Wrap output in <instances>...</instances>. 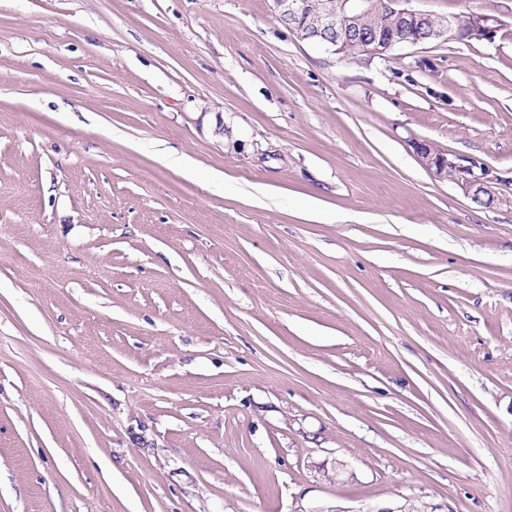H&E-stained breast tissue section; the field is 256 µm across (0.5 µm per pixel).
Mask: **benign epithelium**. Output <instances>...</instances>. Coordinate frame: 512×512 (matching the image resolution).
<instances>
[{
    "label": "benign epithelium",
    "instance_id": "7a95c632",
    "mask_svg": "<svg viewBox=\"0 0 512 512\" xmlns=\"http://www.w3.org/2000/svg\"><path fill=\"white\" fill-rule=\"evenodd\" d=\"M412 2L414 0H390V6L420 28V32L410 38L381 39L375 35L347 32L338 27V15L364 12L370 6V0H329L330 6L324 8L320 18L311 24L303 22L304 0H274L279 19L288 22V28L300 39L340 51L349 47L358 50L368 43L369 51L376 55H383L398 45L424 44L447 36L451 26L423 25L429 13L414 8ZM500 26L501 21L492 15L473 14L469 22L468 38L490 40ZM412 146L421 163L435 178L456 185L475 201L487 198L490 207L506 201L498 191L504 179L485 164L472 158L453 155L424 141H414Z\"/></svg>",
    "mask_w": 512,
    "mask_h": 512
}]
</instances>
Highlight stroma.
Wrapping results in <instances>:
<instances>
[{
	"label": "stroma",
	"instance_id": "35a3bbf8",
	"mask_svg": "<svg viewBox=\"0 0 512 512\" xmlns=\"http://www.w3.org/2000/svg\"><path fill=\"white\" fill-rule=\"evenodd\" d=\"M345 58L273 0H0V512H512V0ZM412 146L426 169L438 180L456 185L474 201L487 197L488 206L510 202L498 191L505 180L485 164L468 157L453 155L424 141H414Z\"/></svg>",
	"mask_w": 512,
	"mask_h": 512
}]
</instances>
